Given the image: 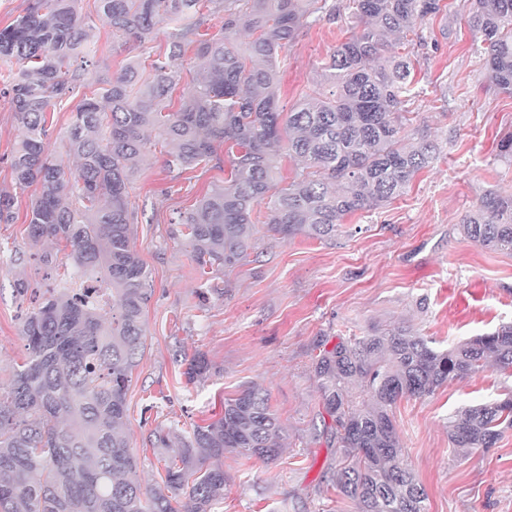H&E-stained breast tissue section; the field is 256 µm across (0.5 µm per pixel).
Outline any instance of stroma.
I'll return each mask as SVG.
<instances>
[{
	"mask_svg": "<svg viewBox=\"0 0 512 512\" xmlns=\"http://www.w3.org/2000/svg\"><path fill=\"white\" fill-rule=\"evenodd\" d=\"M445 2L446 14L423 26L426 48L411 53L422 94L407 127L434 141L437 158L402 196L345 218L332 240L284 239L262 224L246 260L202 275L176 220L224 172L171 171L164 143L152 139L129 189L132 204L145 207L132 234L152 280L145 349L127 393L130 446L144 486H164L163 457L147 443L158 423L191 430L255 382L270 395L286 447L269 464L224 457V498L213 512H356L324 469L331 450L319 436L322 405L312 372L318 339L366 336L403 322L445 348L512 323V256L477 247L459 230L479 195L512 193V165L496 158L497 144L512 136V95L485 80L484 60L473 51L467 20L475 0ZM81 8L93 27L98 78L119 76L134 57L167 56L165 37L140 44L113 33L96 0H82ZM357 29L340 14L300 32L279 71L281 109L307 95L328 96L321 69ZM6 74L0 65V189L15 191L10 157L23 130L4 95ZM18 276L29 284L22 297L12 288ZM55 284L29 259L0 270V387L24 359L25 315ZM212 284L223 296L204 297ZM197 351L212 369L190 384L183 372ZM511 392L512 371L488 368L393 407L405 459L428 493L427 512H512V429L483 450L452 447L447 427L458 409Z\"/></svg>",
	"mask_w": 512,
	"mask_h": 512,
	"instance_id": "35a3bbf8",
	"label": "stroma"
}]
</instances>
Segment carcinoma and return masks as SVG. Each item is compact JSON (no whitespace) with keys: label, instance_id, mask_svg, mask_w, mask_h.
<instances>
[{"label":"carcinoma","instance_id":"cac0c4a2","mask_svg":"<svg viewBox=\"0 0 512 512\" xmlns=\"http://www.w3.org/2000/svg\"><path fill=\"white\" fill-rule=\"evenodd\" d=\"M102 20L140 43L163 33L165 60L128 63L97 89L88 78L91 25L81 0H29L24 15L0 28V61L9 71L11 109L23 128L10 167L15 186L35 185L23 236L63 246L69 285L26 315V355L0 394V512H212L224 499L226 453L278 459L284 428L257 384L224 400L223 412L183 435L158 426L147 437L165 459L166 490H143L130 448L127 391L144 350L149 272L132 246L137 211L129 187L155 131L166 166L182 174L231 170L180 216L196 263L224 270L249 256L259 215L284 238L324 240L341 221L403 195L436 158L425 136L405 132L413 86L409 55L383 54L386 38L426 45L424 20L442 0H98ZM222 15L224 36L200 38L201 8ZM346 10L363 29L341 42L321 79L335 91L280 109L277 77L305 27ZM479 34L487 80L512 94V0H477L468 19ZM240 32L244 51L227 47ZM194 47L204 75L168 110L178 61ZM91 90L71 112L66 164L49 151L51 108ZM299 165L276 189L282 155ZM15 194L0 190V221L13 218ZM465 238L512 254V194L487 191L462 219ZM0 244V267L23 260ZM112 311L104 325L102 312ZM319 340L313 372L322 395V434L334 449L326 470L356 512H426L427 493L404 460L392 408L445 383L495 366L512 370V324L440 350L408 326L369 336ZM210 363L200 352L183 375L190 383ZM512 429V395L470 405L448 417L455 448H490Z\"/></svg>","mask_w":512,"mask_h":512}]
</instances>
